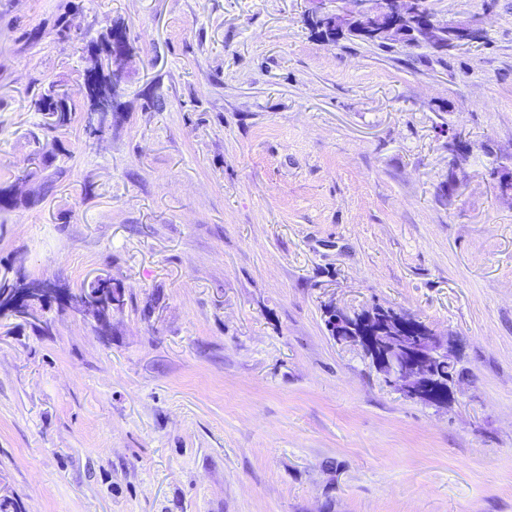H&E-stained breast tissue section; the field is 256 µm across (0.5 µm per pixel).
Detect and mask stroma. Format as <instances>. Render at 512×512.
<instances>
[{"label": "stroma", "mask_w": 512, "mask_h": 512, "mask_svg": "<svg viewBox=\"0 0 512 512\" xmlns=\"http://www.w3.org/2000/svg\"><path fill=\"white\" fill-rule=\"evenodd\" d=\"M475 43H337L307 0H0V274L123 288L106 330L0 317V512H512V0H428ZM112 126L77 112L109 26ZM451 345L448 406L333 311ZM58 87L52 84L35 102L38 111L50 116L45 124L49 132L68 128L77 121L75 108L71 107L68 101L65 102Z\"/></svg>", "instance_id": "obj_1"}]
</instances>
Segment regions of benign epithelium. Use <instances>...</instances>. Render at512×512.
I'll return each mask as SVG.
<instances>
[{
	"label": "benign epithelium",
	"instance_id": "1",
	"mask_svg": "<svg viewBox=\"0 0 512 512\" xmlns=\"http://www.w3.org/2000/svg\"><path fill=\"white\" fill-rule=\"evenodd\" d=\"M309 2L315 21L328 20L339 28L372 21V26L364 29L363 34L375 42L394 41L396 31L407 24L419 25L416 35L431 45L444 44L441 33L446 31L455 46L474 41L475 28L468 22L459 21L450 30L448 24L434 16L423 18L421 0H335V8L331 10L323 7L324 0ZM124 69L125 59L113 54L95 58L94 71L107 74V82L99 86L94 107L86 114L89 124L109 120L113 90L121 81ZM48 292V288L28 289L23 299L12 302L14 312L32 323H41L43 300ZM100 297L98 292H85L68 300V306L75 316L84 319L100 307ZM374 319L377 323L368 338L362 335L360 321L355 315L336 311L331 314L328 328L336 340L361 346L383 375L385 383L409 398L426 400L436 382L452 378L454 363L448 356L447 340L423 329L412 336L397 319L377 315Z\"/></svg>",
	"mask_w": 512,
	"mask_h": 512
}]
</instances>
